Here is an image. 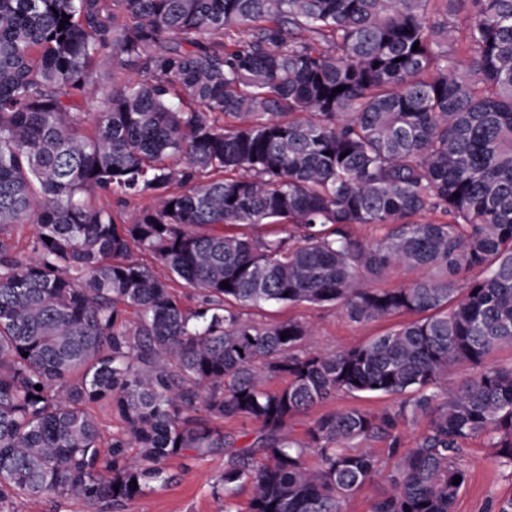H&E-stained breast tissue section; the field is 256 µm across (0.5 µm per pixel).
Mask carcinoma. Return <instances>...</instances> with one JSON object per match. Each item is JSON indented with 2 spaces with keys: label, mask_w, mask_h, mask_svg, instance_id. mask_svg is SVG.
<instances>
[{
  "label": "carcinoma",
  "mask_w": 512,
  "mask_h": 512,
  "mask_svg": "<svg viewBox=\"0 0 512 512\" xmlns=\"http://www.w3.org/2000/svg\"><path fill=\"white\" fill-rule=\"evenodd\" d=\"M112 195L154 205L118 222L88 203ZM12 224L34 233L0 241V512L46 494L124 512L169 461L219 450L224 512L246 486L251 512H340L382 473L352 449L374 439L395 462L372 512H452L475 438L512 469V363L486 365L512 344V0H0ZM270 224L288 233L224 232ZM398 269L436 275L374 287ZM272 303L416 319L325 354L310 325L245 313ZM459 364L479 372L442 387ZM340 393L399 401L291 436ZM234 416L254 443L216 425ZM218 424L223 426L224 434L237 438V447L252 443L259 436L261 428L257 421L240 416L224 418V421ZM244 434L247 435L244 436Z\"/></svg>",
  "instance_id": "carcinoma-1"
}]
</instances>
